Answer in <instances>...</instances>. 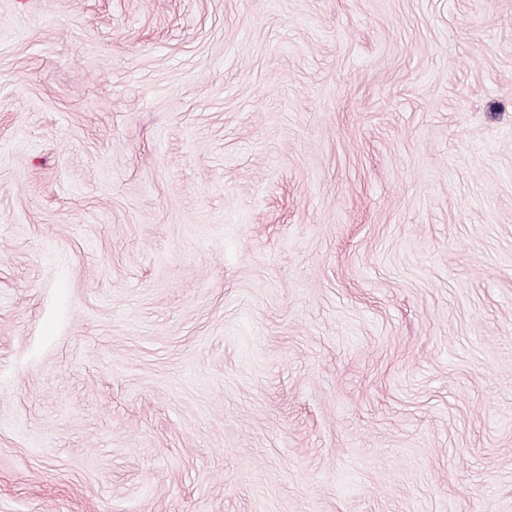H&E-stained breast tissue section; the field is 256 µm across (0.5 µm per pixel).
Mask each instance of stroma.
I'll return each instance as SVG.
<instances>
[{
  "label": "stroma",
  "mask_w": 512,
  "mask_h": 512,
  "mask_svg": "<svg viewBox=\"0 0 512 512\" xmlns=\"http://www.w3.org/2000/svg\"><path fill=\"white\" fill-rule=\"evenodd\" d=\"M0 512H512V0H0Z\"/></svg>",
  "instance_id": "obj_1"
}]
</instances>
